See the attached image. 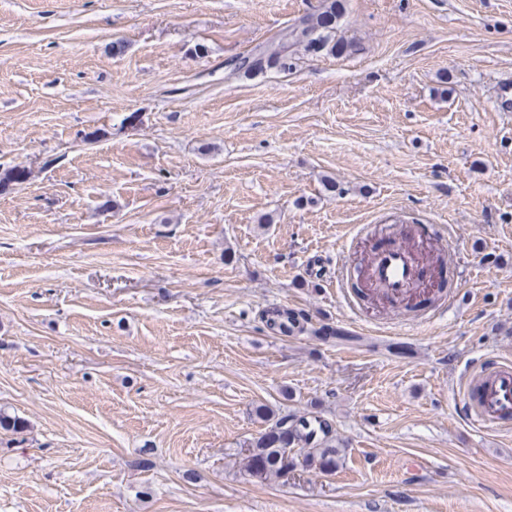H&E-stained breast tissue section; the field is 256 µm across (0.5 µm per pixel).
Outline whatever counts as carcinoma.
I'll return each mask as SVG.
<instances>
[{
    "label": "carcinoma",
    "instance_id": "cac0c4a2",
    "mask_svg": "<svg viewBox=\"0 0 512 512\" xmlns=\"http://www.w3.org/2000/svg\"><path fill=\"white\" fill-rule=\"evenodd\" d=\"M337 21L336 3H331L326 10L304 18L293 25L283 36V42H273L265 50L259 52L250 62V67L262 71L272 65L280 69L288 70V56L284 55V42L293 45L302 44L306 49L320 51L330 48L334 52L343 47V43L334 40ZM270 330L281 335L293 332L305 331L304 323L297 317L288 314L285 309H273L269 311L266 320ZM305 460L318 463L324 470H333L337 466L336 449L334 448H310ZM288 458L285 457L280 439L274 435V431L261 434L252 445L251 454L248 456L247 468L260 476H277L288 469Z\"/></svg>",
    "mask_w": 512,
    "mask_h": 512
}]
</instances>
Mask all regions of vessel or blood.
<instances>
[{
    "mask_svg": "<svg viewBox=\"0 0 512 512\" xmlns=\"http://www.w3.org/2000/svg\"><path fill=\"white\" fill-rule=\"evenodd\" d=\"M368 277L382 285L391 300L400 299L407 287L441 275L423 264L413 243L379 248L368 258ZM461 414L480 427L512 424V363L487 358L478 363L463 384L459 401Z\"/></svg>",
    "mask_w": 512,
    "mask_h": 512,
    "instance_id": "vessel-or-blood-1",
    "label": "vessel or blood"
}]
</instances>
